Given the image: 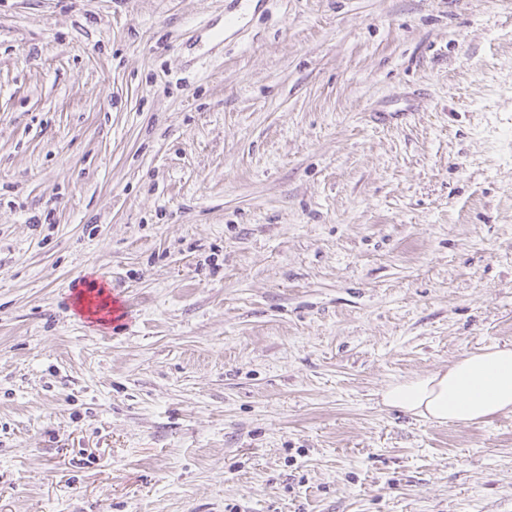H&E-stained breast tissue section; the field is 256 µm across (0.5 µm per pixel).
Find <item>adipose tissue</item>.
Instances as JSON below:
<instances>
[{"mask_svg": "<svg viewBox=\"0 0 512 512\" xmlns=\"http://www.w3.org/2000/svg\"><path fill=\"white\" fill-rule=\"evenodd\" d=\"M383 406L436 424H489L512 412V346L489 345L452 366L387 385Z\"/></svg>", "mask_w": 512, "mask_h": 512, "instance_id": "1", "label": "adipose tissue"}]
</instances>
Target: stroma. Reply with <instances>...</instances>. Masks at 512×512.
<instances>
[{
    "label": "stroma",
    "instance_id": "obj_1",
    "mask_svg": "<svg viewBox=\"0 0 512 512\" xmlns=\"http://www.w3.org/2000/svg\"><path fill=\"white\" fill-rule=\"evenodd\" d=\"M504 343L512 0H0V512H512ZM380 403L436 424H490L512 412V346L488 345L447 369L398 381Z\"/></svg>",
    "mask_w": 512,
    "mask_h": 512
}]
</instances>
